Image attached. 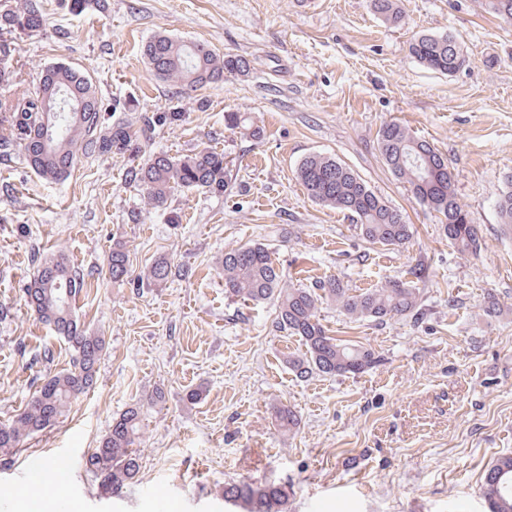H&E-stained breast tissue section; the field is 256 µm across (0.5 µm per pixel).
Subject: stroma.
Here are the masks:
<instances>
[{"instance_id":"35a3bbf8","label":"stroma","mask_w":512,"mask_h":512,"mask_svg":"<svg viewBox=\"0 0 512 512\" xmlns=\"http://www.w3.org/2000/svg\"><path fill=\"white\" fill-rule=\"evenodd\" d=\"M43 3V27L13 35L15 76L0 100L22 97L43 68L65 63L92 78L105 105L127 98L167 110L178 90L156 80L141 53L160 30L244 56L250 70L202 91L203 107L148 144L223 151V192L179 190L158 212L126 185L121 156L79 158L53 184L21 147L0 157V423L24 409L36 376L68 368L72 355L26 304L33 249L64 251L95 271L75 309L108 343L95 389L0 467V512H239L221 497L239 478L290 486L288 512H486L484 474L512 454V235L496 209L512 170V24L482 0H401L396 27L369 0H84L79 11L71 0ZM448 32L467 68L445 76L410 56L412 37ZM229 112L248 113L260 139L225 127ZM387 122L447 157L480 226L477 254L448 243L438 214L383 164L377 134ZM311 154L345 163L400 209L413 231L407 246L368 244L348 215L311 201L296 174ZM116 238L132 264L120 284L105 274ZM253 242L297 288L331 276L356 291L413 281L426 316L379 325L322 305L332 336L383 361L354 378L297 377L288 358L302 345L277 326L275 304L224 293L219 258ZM159 258L173 275L147 282L143 271ZM490 294L503 310L494 318L484 313ZM46 348L55 354L47 368L33 362ZM158 388L166 400L154 405ZM193 390L199 399L187 400ZM133 403L143 407L141 473L113 497L82 458ZM278 405L298 412L297 431L276 426ZM43 464L55 476L34 485Z\"/></svg>"}]
</instances>
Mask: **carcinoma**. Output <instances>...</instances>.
Masks as SVG:
<instances>
[{"instance_id":"cac0c4a2","label":"carcinoma","mask_w":512,"mask_h":512,"mask_svg":"<svg viewBox=\"0 0 512 512\" xmlns=\"http://www.w3.org/2000/svg\"><path fill=\"white\" fill-rule=\"evenodd\" d=\"M484 6L502 20L512 22V0H484ZM372 12L384 23L396 26L402 21L400 0H370ZM41 5L24 0L21 9L0 11V31L37 32L43 26ZM408 52L425 68L451 75L466 66L456 37L420 35L408 43ZM14 55V42L0 36V84L9 82L8 63ZM143 56L153 75L192 93L224 83L228 75H243L249 62L239 55H219L207 43L185 41L164 31L156 33L144 46ZM71 94L81 99L79 115L66 107L56 109V120L48 133L49 151H40L38 103L58 100ZM122 112L135 116L106 124L96 84L86 74L65 64L42 70L28 94L9 106L0 104V147L14 142L24 146L28 165L44 180L61 182L71 173L80 156L126 155L130 166L126 182L143 193L150 208L165 211L174 191L224 190L228 163L224 152L212 147L171 155L164 151L146 153L156 128L178 126L185 109L171 107L166 112L138 111L132 100L117 103ZM226 125L243 129L259 138L260 128L250 118L230 112ZM378 149L392 175L406 183L414 197L444 217L441 229L448 241L462 252L481 248L478 225L460 203L448 160L426 139L413 135L397 122L384 124L378 133ZM298 179L307 196L324 206L341 210L356 220L361 237L371 245L399 249L409 243L411 225L402 213L376 195L349 167L321 155L303 158L297 168ZM504 190L497 199L500 224L512 228V172L504 177ZM37 272L25 289L26 303L55 335L72 349L69 368L37 379L32 398L9 423L0 424V460L10 461V452L26 438L54 426L80 396L97 383L98 368L108 346L105 337L85 328L74 311V302L92 284L94 271H85L62 251L35 256ZM107 273L120 283L130 274V251L126 242L115 239L107 256ZM224 293L227 297L263 303H276L277 324L301 337L306 352L288 358L290 369L301 378L314 372L348 377L380 365L382 355L372 348L338 339L321 323L318 310L334 303L350 318L382 324L403 316L422 315L417 289L408 282L389 279L376 288L358 294L350 292L344 281L325 279L315 288L286 285L282 271L262 243L241 246L224 252ZM172 268L163 260L147 268L146 279L163 283ZM276 425L291 431L299 425L298 415L288 406L274 410ZM142 428V407L132 404L112 420L99 445L84 455L86 470L94 473L104 489L120 495L137 481L141 457L137 443ZM482 494L488 512H512V455L506 454L486 471ZM288 490L283 485L249 480L224 485V500L244 503L247 512H285Z\"/></svg>"}]
</instances>
